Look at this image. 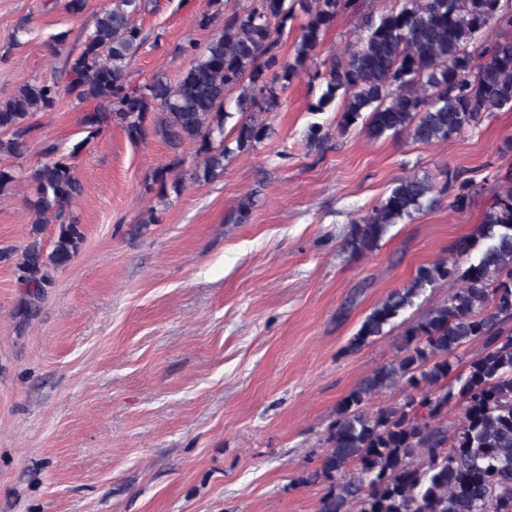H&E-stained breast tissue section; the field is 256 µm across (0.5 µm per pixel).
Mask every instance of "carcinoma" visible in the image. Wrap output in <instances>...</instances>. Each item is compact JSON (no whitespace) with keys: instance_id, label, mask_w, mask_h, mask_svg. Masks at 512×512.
<instances>
[{"instance_id":"cac0c4a2","label":"carcinoma","mask_w":512,"mask_h":512,"mask_svg":"<svg viewBox=\"0 0 512 512\" xmlns=\"http://www.w3.org/2000/svg\"><path fill=\"white\" fill-rule=\"evenodd\" d=\"M224 18V27L176 83L156 76L131 86L129 63L147 37L135 23L142 0H111L97 16L82 51L65 59L60 81L21 85L0 99V157L18 158L28 148L32 118L51 111L65 96L94 101L83 116L100 132L116 124L134 141L152 133L173 150L186 144L203 158L205 179L224 175V161L248 153L270 127L250 115L233 126L234 146L224 128L236 113L274 112L280 95L302 70L315 65L314 52L339 10L349 0H301L306 21L291 58L280 49L293 0H247ZM512 29L509 0H397L372 18L343 55L316 70L325 88L311 111L322 112L340 98L343 127L363 119L371 140L407 134L413 141L446 142L478 129L489 115L512 108V37L492 40L487 29ZM239 90L236 98L229 92ZM32 174L35 220L17 281L24 289L18 324L28 325L38 302L54 285L55 274L76 258L84 241L71 210L82 185L74 165L53 144ZM181 155L154 170L158 194L179 192ZM457 181L453 206L468 207L481 187ZM431 178L396 179L373 211L353 225L347 248L364 254L378 248L390 229L438 203ZM55 228L51 248L41 234ZM483 248L460 269L446 261L419 267L403 287L391 291L364 317L347 345L356 351L385 335L395 318L413 307L427 289L452 278L460 286L405 331V353L363 378L338 404L330 425L320 474L329 490L318 512H512V178L498 182L494 201L479 232L454 244L459 256L475 242ZM479 349L467 370L458 371L457 351ZM404 383L417 394L379 407L367 404L376 393ZM459 406L463 419L448 426V409Z\"/></svg>"}]
</instances>
